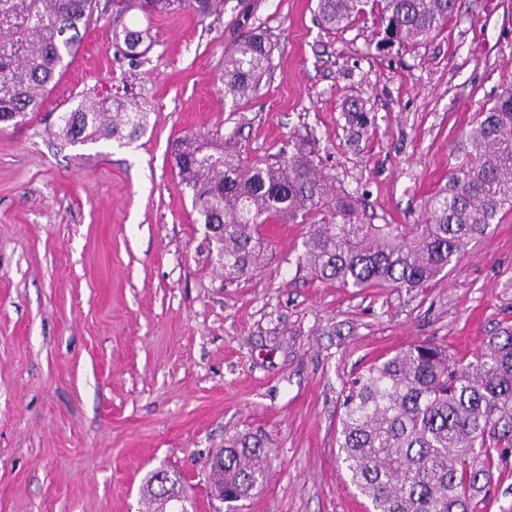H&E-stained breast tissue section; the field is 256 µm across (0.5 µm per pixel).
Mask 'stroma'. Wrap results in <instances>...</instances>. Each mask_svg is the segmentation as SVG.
<instances>
[{"label": "stroma", "mask_w": 512, "mask_h": 512, "mask_svg": "<svg viewBox=\"0 0 512 512\" xmlns=\"http://www.w3.org/2000/svg\"><path fill=\"white\" fill-rule=\"evenodd\" d=\"M316 4L133 11L124 23L153 38L132 61L97 0L44 108L0 127V512H145L160 467L193 512H216L203 467L245 430L267 436L268 479L235 512H367L336 447L351 379L418 341L469 359L512 326V212L413 292L317 278L297 263L304 224L267 235L248 275L225 279L210 257L171 161L188 132L222 127L248 163L311 133L374 223L413 224L461 131L512 87V0H459L442 30L392 48L374 15L329 32ZM251 30L270 38L271 75L235 103L224 50ZM105 88L139 99L145 133L60 147L59 116Z\"/></svg>", "instance_id": "stroma-1"}]
</instances>
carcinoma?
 <instances>
[{
	"label": "carcinoma",
	"instance_id": "carcinoma-1",
	"mask_svg": "<svg viewBox=\"0 0 512 512\" xmlns=\"http://www.w3.org/2000/svg\"><path fill=\"white\" fill-rule=\"evenodd\" d=\"M382 41L414 43L440 30L457 0H376ZM95 0H0V125H17L41 109L50 85L76 54ZM186 6L205 19L224 0H137L151 17ZM365 0H318L330 31L356 20ZM130 59L150 28L112 32ZM272 45L261 33L224 53V98L251 97L270 75ZM148 113L128 96L96 92L60 116L55 135L67 144L134 135ZM289 155L243 165L221 128L188 133L172 152L181 183L205 229L209 252L235 278L260 264L261 226L309 225L299 264L344 288H427L448 276L470 243L512 211V87L503 90L453 148L448 181L424 202L415 224H370L359 201L315 164L316 141L297 134ZM336 445L352 484L374 512H477L493 470L512 465V328L488 337L472 359L434 343H415L351 380ZM268 443L238 432L217 450L211 478L224 498H246L267 480ZM154 478L143 488L147 512H169L183 488Z\"/></svg>",
	"mask_w": 512,
	"mask_h": 512
}]
</instances>
